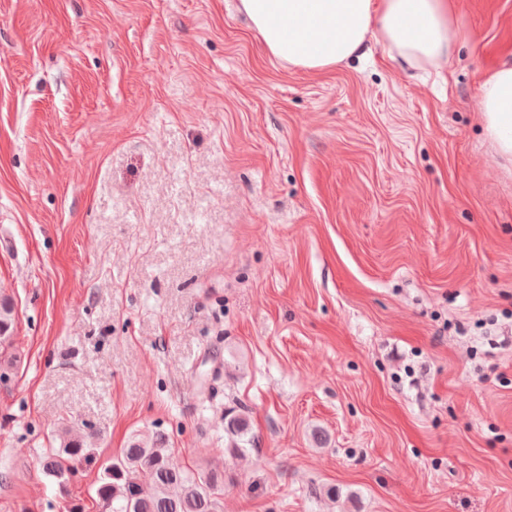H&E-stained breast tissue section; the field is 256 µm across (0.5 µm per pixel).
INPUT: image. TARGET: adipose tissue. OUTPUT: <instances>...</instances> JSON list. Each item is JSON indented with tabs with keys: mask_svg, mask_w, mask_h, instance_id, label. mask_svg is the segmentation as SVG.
Masks as SVG:
<instances>
[{
	"mask_svg": "<svg viewBox=\"0 0 512 512\" xmlns=\"http://www.w3.org/2000/svg\"><path fill=\"white\" fill-rule=\"evenodd\" d=\"M240 9L273 56L315 71L357 55L371 33L392 58L437 66L459 36L449 0H240ZM478 104L486 137L512 162V63L487 72Z\"/></svg>",
	"mask_w": 512,
	"mask_h": 512,
	"instance_id": "obj_1",
	"label": "adipose tissue"
}]
</instances>
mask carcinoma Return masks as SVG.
<instances>
[{
	"label": "carcinoma",
	"instance_id": "cac0c4a2",
	"mask_svg": "<svg viewBox=\"0 0 512 512\" xmlns=\"http://www.w3.org/2000/svg\"><path fill=\"white\" fill-rule=\"evenodd\" d=\"M14 325V304L0 297V346L10 343ZM246 411H224V444L236 453L253 445ZM95 460L94 449L77 440H65L47 456L46 473L58 481L77 465ZM150 477V483L140 479ZM224 477L218 472L194 474L178 463L166 448L163 435L134 437L119 455L106 464L98 477L95 494L101 512H218L217 504Z\"/></svg>",
	"mask_w": 512,
	"mask_h": 512
}]
</instances>
